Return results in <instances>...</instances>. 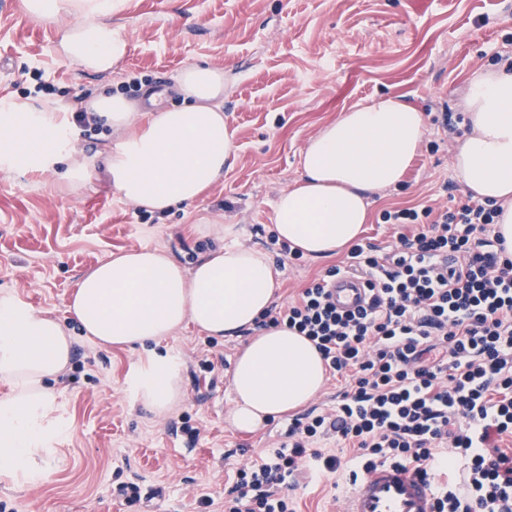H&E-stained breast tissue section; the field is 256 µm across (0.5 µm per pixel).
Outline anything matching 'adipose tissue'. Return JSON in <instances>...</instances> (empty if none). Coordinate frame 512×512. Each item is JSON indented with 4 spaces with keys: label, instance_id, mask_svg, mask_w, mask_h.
I'll use <instances>...</instances> for the list:
<instances>
[{
    "label": "adipose tissue",
    "instance_id": "ef3b65f1",
    "mask_svg": "<svg viewBox=\"0 0 512 512\" xmlns=\"http://www.w3.org/2000/svg\"><path fill=\"white\" fill-rule=\"evenodd\" d=\"M118 0H24L29 15L54 24L73 19L61 48L92 71L111 70L127 44L110 17ZM179 106L141 110L123 95L100 94L85 105L112 131L104 158L79 152L73 114L39 96H0V171L17 176L54 173L74 188L104 167L126 200L163 212L197 199L224 176L233 135L224 120V72L191 64L174 77ZM462 107L470 121L454 171L473 199L502 212L494 231L512 252V65L474 75ZM425 136L421 112L389 95L359 104L325 125L300 152L301 176L274 207L279 240L319 259L353 244L372 198L398 188ZM280 271L264 251L235 243L213 250L184 270L159 250L129 251L82 275L69 310L85 335L103 346L160 342L193 323L207 336L248 342L229 373L235 395L232 425L252 432L271 418L303 407L322 390L325 362L306 337L286 326L257 330L271 306ZM72 338L48 314L0 298V469L47 451L65 431L46 379L70 362ZM135 398L155 414L181 396L171 356H154L129 379Z\"/></svg>",
    "mask_w": 512,
    "mask_h": 512
}]
</instances>
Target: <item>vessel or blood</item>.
<instances>
[{"instance_id": "vessel-or-blood-1", "label": "vessel or blood", "mask_w": 512, "mask_h": 512, "mask_svg": "<svg viewBox=\"0 0 512 512\" xmlns=\"http://www.w3.org/2000/svg\"><path fill=\"white\" fill-rule=\"evenodd\" d=\"M329 292L341 311L359 310L369 297L364 281L350 275L332 281ZM342 512H435V489L425 477L381 465L357 483L346 497Z\"/></svg>"}]
</instances>
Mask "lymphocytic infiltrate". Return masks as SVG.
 Instances as JSON below:
<instances>
[{
  "mask_svg": "<svg viewBox=\"0 0 512 512\" xmlns=\"http://www.w3.org/2000/svg\"><path fill=\"white\" fill-rule=\"evenodd\" d=\"M498 213L469 197L383 211L394 245H352L344 265L264 313L258 328L306 336L346 386L238 470L224 512H298L300 478L353 483L382 463L431 476L436 512H512V254L493 234ZM349 273L370 293L356 313L328 292Z\"/></svg>",
  "mask_w": 512,
  "mask_h": 512,
  "instance_id": "f902f5d3",
  "label": "lymphocytic infiltrate"
}]
</instances>
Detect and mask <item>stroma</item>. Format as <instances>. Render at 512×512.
I'll return each instance as SVG.
<instances>
[{
  "mask_svg": "<svg viewBox=\"0 0 512 512\" xmlns=\"http://www.w3.org/2000/svg\"><path fill=\"white\" fill-rule=\"evenodd\" d=\"M22 2L0 0V96L41 90L70 107L78 90L142 103L159 91L176 105L174 75L205 63L224 71L235 156L200 198L161 214L125 201L102 175L59 191L51 174L0 172V294L48 313L72 338L69 365L47 382L65 433L35 464L0 471V512H198L203 496L224 512L237 469L284 443L291 421L285 414L252 433L231 426L227 373L246 337L212 338L189 324L158 343L100 347L69 311L78 279L141 248L189 270L235 241L270 255L281 272L275 301H292L346 256L293 259L271 245L277 196L299 178V153L312 136L385 94L403 96L426 126L403 185L371 201L361 239L389 246L394 229L381 223L383 210L464 194L453 172L467 129L460 100L475 73L512 54V0H121L112 23L127 52L105 73L66 59L58 28L31 18ZM442 112L458 118L457 133L435 124ZM215 221L230 235L210 233ZM208 350L224 358L211 372L198 361ZM165 352L180 366L184 395L160 418L133 399L128 377ZM193 427L199 438H191ZM129 483L143 490L133 505L119 493ZM157 483L165 486L159 498L149 493Z\"/></svg>",
  "mask_w": 512,
  "mask_h": 512,
  "instance_id": "1",
  "label": "stroma"
}]
</instances>
